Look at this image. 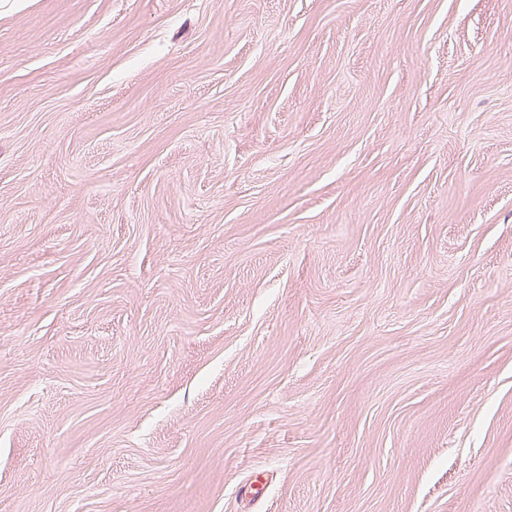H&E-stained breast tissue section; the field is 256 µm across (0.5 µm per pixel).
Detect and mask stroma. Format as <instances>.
Segmentation results:
<instances>
[{"mask_svg": "<svg viewBox=\"0 0 512 512\" xmlns=\"http://www.w3.org/2000/svg\"><path fill=\"white\" fill-rule=\"evenodd\" d=\"M0 512H512V0H0Z\"/></svg>", "mask_w": 512, "mask_h": 512, "instance_id": "stroma-1", "label": "stroma"}]
</instances>
